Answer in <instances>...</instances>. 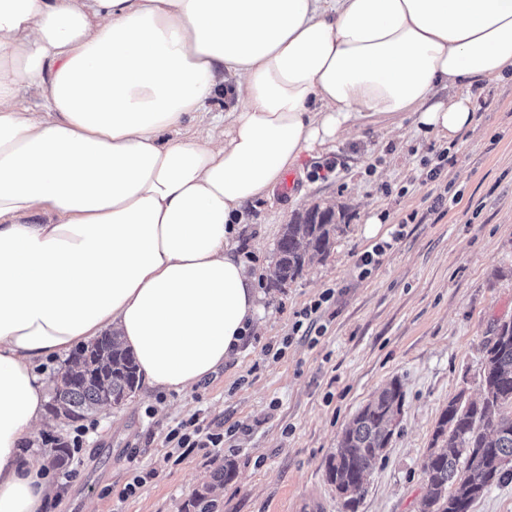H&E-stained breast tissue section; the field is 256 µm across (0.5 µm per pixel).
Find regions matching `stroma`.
<instances>
[{"label":"stroma","instance_id":"35a3bbf8","mask_svg":"<svg viewBox=\"0 0 512 512\" xmlns=\"http://www.w3.org/2000/svg\"><path fill=\"white\" fill-rule=\"evenodd\" d=\"M476 112L475 125L445 145L418 132L413 113L397 138L384 122L367 124L305 157L288 195L248 205L236 243L258 277V329L193 390L141 387L121 409L91 415L96 429L69 475L49 472L58 494L47 512H185L227 461L236 474L215 493L216 512H285L314 495L325 512H338L327 463L353 416L394 379L405 392L400 430L374 464L357 512H418L439 415L458 393L479 397L484 341L496 320L512 318V80L484 87ZM444 148L461 179H428ZM336 158L345 165L335 175L310 179L315 165ZM440 195L447 209L431 211ZM316 204L334 206L336 243L278 285L282 228ZM372 214L382 219L374 238L364 232ZM379 240L392 249L361 274L360 256ZM327 290L334 296L322 307L323 332L290 338L295 312ZM282 341L284 357L264 353ZM194 415L243 430L212 451L165 459L167 433ZM149 470L154 478L121 498Z\"/></svg>","mask_w":512,"mask_h":512}]
</instances>
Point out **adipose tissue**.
I'll list each match as a JSON object with an SVG mask.
<instances>
[{"mask_svg":"<svg viewBox=\"0 0 512 512\" xmlns=\"http://www.w3.org/2000/svg\"><path fill=\"white\" fill-rule=\"evenodd\" d=\"M510 71L512 0H0V512L53 496L37 362L113 331L193 389L257 321L245 206L372 117L455 138Z\"/></svg>","mask_w":512,"mask_h":512,"instance_id":"adipose-tissue-1","label":"adipose tissue"}]
</instances>
